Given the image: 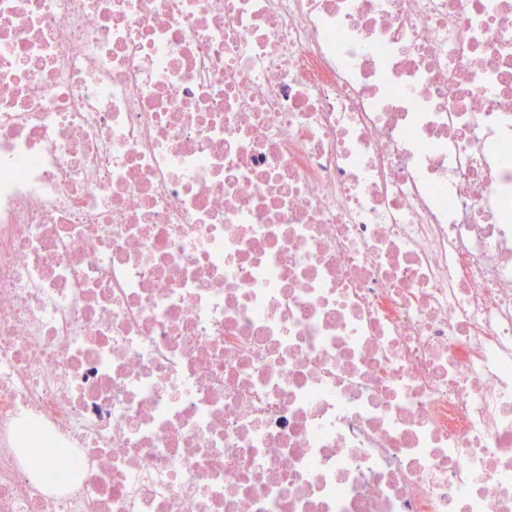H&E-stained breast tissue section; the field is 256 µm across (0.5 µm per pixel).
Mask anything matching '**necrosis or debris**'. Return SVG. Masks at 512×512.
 Segmentation results:
<instances>
[{
  "label": "necrosis or debris",
  "instance_id": "necrosis-or-debris-1",
  "mask_svg": "<svg viewBox=\"0 0 512 512\" xmlns=\"http://www.w3.org/2000/svg\"><path fill=\"white\" fill-rule=\"evenodd\" d=\"M0 512H512V0H0Z\"/></svg>",
  "mask_w": 512,
  "mask_h": 512
}]
</instances>
